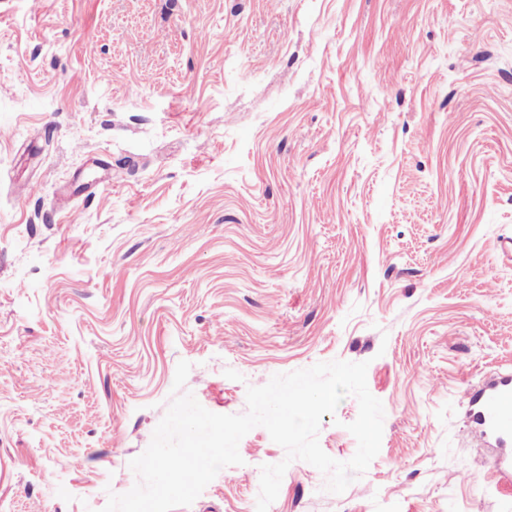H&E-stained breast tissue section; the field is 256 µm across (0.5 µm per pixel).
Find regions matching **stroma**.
Segmentation results:
<instances>
[{
  "instance_id": "obj_1",
  "label": "stroma",
  "mask_w": 512,
  "mask_h": 512,
  "mask_svg": "<svg viewBox=\"0 0 512 512\" xmlns=\"http://www.w3.org/2000/svg\"><path fill=\"white\" fill-rule=\"evenodd\" d=\"M505 238L512 0H0V512L129 491L182 360L227 415L367 362L378 455L269 512H512L458 402L512 370ZM239 453L176 512H255L286 452Z\"/></svg>"
}]
</instances>
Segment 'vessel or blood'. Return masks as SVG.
<instances>
[{
  "label": "vessel or blood",
  "instance_id": "1",
  "mask_svg": "<svg viewBox=\"0 0 512 512\" xmlns=\"http://www.w3.org/2000/svg\"><path fill=\"white\" fill-rule=\"evenodd\" d=\"M460 401L467 405L480 436L500 450L494 472L511 482L512 372L496 375L478 389L462 391Z\"/></svg>",
  "mask_w": 512,
  "mask_h": 512
}]
</instances>
